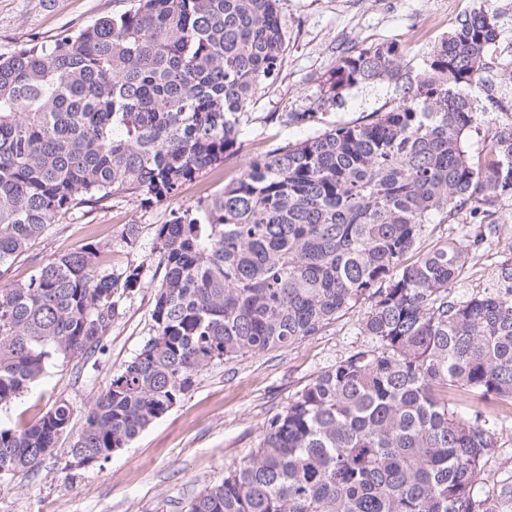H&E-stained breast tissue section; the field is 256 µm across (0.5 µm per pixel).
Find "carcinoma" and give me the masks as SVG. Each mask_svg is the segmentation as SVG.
<instances>
[{
	"label": "carcinoma",
	"mask_w": 512,
	"mask_h": 512,
	"mask_svg": "<svg viewBox=\"0 0 512 512\" xmlns=\"http://www.w3.org/2000/svg\"><path fill=\"white\" fill-rule=\"evenodd\" d=\"M495 15L473 10L417 67L394 44L340 58L319 107L388 80L385 112L270 148L195 212L160 225L154 333L85 408L72 457L98 463L166 415L215 361L314 336L361 301L370 343L314 378L258 446L185 512H503L482 491L512 409V261L493 288L451 294L469 246L406 256L430 224L512 196V129L485 85ZM277 0H138L48 43L0 55V405L56 359L96 365L143 266H99V244L14 261L68 212L120 194L162 202L237 146L255 89L280 70ZM313 124L312 109L278 117ZM483 134L482 150L469 140ZM60 400L0 427V476L31 471L71 432Z\"/></svg>",
	"instance_id": "obj_1"
}]
</instances>
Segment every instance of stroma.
<instances>
[{
  "instance_id": "35a3bbf8",
  "label": "stroma",
  "mask_w": 512,
  "mask_h": 512,
  "mask_svg": "<svg viewBox=\"0 0 512 512\" xmlns=\"http://www.w3.org/2000/svg\"><path fill=\"white\" fill-rule=\"evenodd\" d=\"M136 4L137 0H0V55L48 42ZM482 4L496 14L497 53L512 57V0H279L286 49L278 75L263 82L244 109L238 152L219 168L184 183L167 201L147 202L124 194L90 212L62 215L47 240L13 263L10 279L20 283L48 259L98 243L103 247L102 268L117 271L140 264L144 278L141 288L125 299L96 366L80 370L74 362L55 361L31 391L0 406V426L32 423L62 399L74 409L75 426H82L85 407L153 334L155 287L163 276L154 250L159 226L212 198L272 146L294 144L331 126L387 110L395 93L391 83L380 81L347 92L343 106L325 107L319 123L277 122V114L319 104L323 82L342 56L393 43L407 50L408 61L419 63ZM429 15L436 16L435 26H424ZM493 219V224L482 227L463 212L447 223L430 225L421 238L418 249L425 252L445 240L464 245L476 233H485L488 246L471 254L453 294L490 287L497 267L512 258V197L499 199ZM132 224L138 228L133 247L125 239ZM368 307V302H361L319 334L288 347L207 366L165 416L108 460L74 466L72 440L61 438L34 471L0 477V512H182L196 493L221 480L226 468L257 446L268 420L287 408L318 374L366 345L361 321Z\"/></svg>"
}]
</instances>
